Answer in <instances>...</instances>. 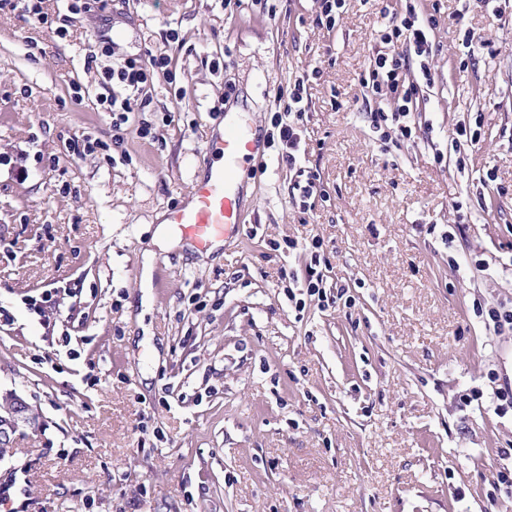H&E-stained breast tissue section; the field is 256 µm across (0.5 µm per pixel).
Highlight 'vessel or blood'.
Instances as JSON below:
<instances>
[{
	"mask_svg": "<svg viewBox=\"0 0 512 512\" xmlns=\"http://www.w3.org/2000/svg\"><path fill=\"white\" fill-rule=\"evenodd\" d=\"M206 150L215 154V163L202 179L195 181L185 204L167 217L183 239L201 251L240 232L238 182L249 161L262 154L263 143L249 124L228 116L223 135L210 141Z\"/></svg>",
	"mask_w": 512,
	"mask_h": 512,
	"instance_id": "vessel-or-blood-1",
	"label": "vessel or blood"
}]
</instances>
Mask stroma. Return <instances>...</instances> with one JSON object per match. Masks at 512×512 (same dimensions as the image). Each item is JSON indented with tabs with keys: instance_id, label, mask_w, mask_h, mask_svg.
<instances>
[{
	"instance_id": "stroma-1",
	"label": "stroma",
	"mask_w": 512,
	"mask_h": 512,
	"mask_svg": "<svg viewBox=\"0 0 512 512\" xmlns=\"http://www.w3.org/2000/svg\"><path fill=\"white\" fill-rule=\"evenodd\" d=\"M71 3L42 0L69 15L63 37L25 0L0 7V395L40 422L0 468V512H512L490 482L512 469V417L490 405L512 332L473 312L512 300V0H417L439 19L415 112L429 132L386 142L361 78L394 0H346L331 30L315 0L273 18L265 0ZM108 25L123 36L101 65L147 46L177 74L118 126L84 66ZM313 67L310 210L278 142L242 176L241 234L208 256L176 227L157 238L209 166L214 102L268 135L279 89ZM477 118L480 142L454 145ZM85 137L95 151L74 154ZM312 268L342 300L289 301Z\"/></svg>"
}]
</instances>
